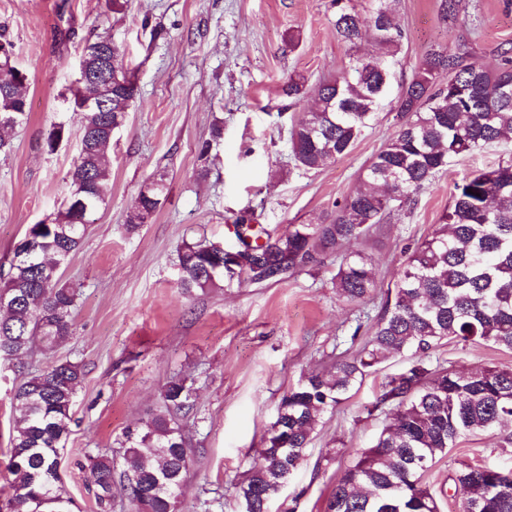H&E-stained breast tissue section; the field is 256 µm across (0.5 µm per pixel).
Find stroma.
Listing matches in <instances>:
<instances>
[{
	"mask_svg": "<svg viewBox=\"0 0 512 512\" xmlns=\"http://www.w3.org/2000/svg\"><path fill=\"white\" fill-rule=\"evenodd\" d=\"M0 0V33L14 45L27 75V123L0 154V275L29 225L55 218L69 191L79 153L81 119L73 112L83 47L111 37L134 70L137 96L125 125L113 132L109 191L81 246L61 267L77 292L68 341L36 348L0 370V500L8 493L6 452L13 434L11 397L24 378L51 362L78 363L84 377L73 406L71 434L60 454L65 491L80 512H97L88 458L109 453L124 428L161 401L164 385L183 378L194 406L181 421L195 463L179 512H240L235 484L260 461L262 435L282 395L301 376L320 371L364 344L352 339L363 313L377 314L407 251L435 229L454 181L512 155V139L458 157L418 194L415 205L347 244L373 261L378 288L356 305L339 299L336 257L290 273L275 284H231L183 294L177 254L183 242L207 238L237 246L235 220L277 236L316 220L357 184L366 163L396 129L385 104L377 124L351 152L317 170L296 168L288 130L308 102L289 105V76L315 83L340 73L347 47L336 36L331 0ZM466 23L451 28L438 0H397L407 31L396 78H411L433 44L466 40L479 64L492 68L512 44V0H469ZM224 135L212 140L211 126ZM64 125L61 146L47 137ZM207 157H200L201 146ZM166 177L168 193L152 220L136 232L126 219L143 182ZM449 368L512 366V351L447 342L436 351ZM391 359L366 377L334 412L320 419L301 467L269 512H325L342 472L371 447L392 418L373 410L381 382L405 368ZM512 465V446L498 433L461 438L426 480L441 512H457L450 489L456 462Z\"/></svg>",
	"mask_w": 512,
	"mask_h": 512,
	"instance_id": "35a3bbf8",
	"label": "stroma"
}]
</instances>
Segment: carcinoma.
<instances>
[{
    "label": "carcinoma",
    "instance_id": "1",
    "mask_svg": "<svg viewBox=\"0 0 512 512\" xmlns=\"http://www.w3.org/2000/svg\"><path fill=\"white\" fill-rule=\"evenodd\" d=\"M333 25L348 47L341 73L313 86L291 77L283 94L297 102L307 96L316 107L304 112L290 132L295 165L316 170L349 154L362 132L379 118L390 95L405 32L395 0H333ZM443 22L466 21L464 0H440ZM371 33L379 47L362 54L358 44ZM0 54V151L10 148L14 130L27 122L25 73L15 65L14 45ZM493 70L473 60L466 42L433 46L408 82L397 85L399 120L390 141L359 175L358 185L333 203L315 224H291L288 232L258 242L252 263L263 266L257 282H278L336 250L365 238L391 215L411 207L420 190L451 160L494 144L512 134V97L500 95L512 86V48H499ZM112 111H81L82 137L91 138L88 152L78 156L70 172L66 208L49 223L31 225L29 253L17 258L16 245L5 285L0 289V360H8L39 344L65 343L76 308V290L61 284L59 270L84 236V225L105 202L112 148V124L130 107L137 86L120 49L112 51ZM161 189L137 197L135 206L158 210ZM83 199L88 210L68 222L71 205ZM180 287L204 290L226 280L224 248L219 241L186 242L178 251ZM336 294L350 302L373 299L377 281L371 258L344 255L333 278ZM367 334L363 348L326 372L315 371L280 399L275 422L279 434L265 440L262 463L236 484L241 512H268L270 501L302 464L321 415L384 361L406 356L407 368L384 379L373 409L393 406V421L375 444L362 450L338 479L326 512H439L425 480L436 462L463 436L512 425V367L482 366L458 372L432 362L444 341L490 343L512 351V157L474 170L454 182L448 209L439 228L407 254L400 279L388 291L382 312L353 335ZM83 379L82 368L58 361L38 375L26 377L14 390L11 407L16 435L8 448L6 470L10 494L0 512H72V500L56 474L58 451L70 433L72 408ZM165 410L153 412L114 440V455L89 457V479L98 512H111L115 486L132 512H177L187 474L194 464L189 437L175 415L193 408V392L185 381H169L163 390ZM512 468L463 463L454 472L458 512H512Z\"/></svg>",
    "mask_w": 512,
    "mask_h": 512
}]
</instances>
